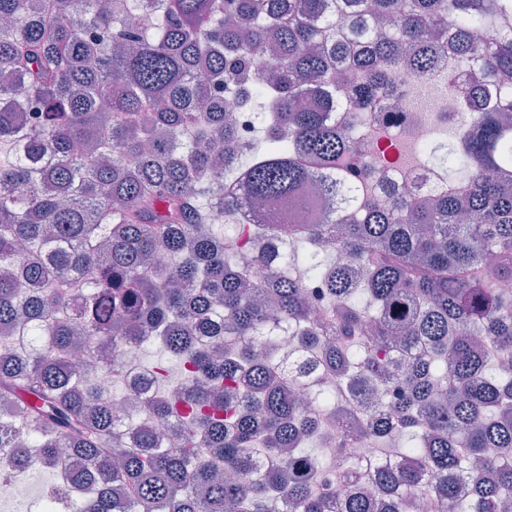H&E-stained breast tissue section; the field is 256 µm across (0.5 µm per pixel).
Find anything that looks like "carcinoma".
<instances>
[{"instance_id":"cac0c4a2","label":"carcinoma","mask_w":512,"mask_h":512,"mask_svg":"<svg viewBox=\"0 0 512 512\" xmlns=\"http://www.w3.org/2000/svg\"><path fill=\"white\" fill-rule=\"evenodd\" d=\"M449 63L455 189L363 197L346 99ZM310 186L317 223H239ZM508 281L512 0H0V449L80 512H509ZM154 341L181 376L130 423L73 350Z\"/></svg>"}]
</instances>
